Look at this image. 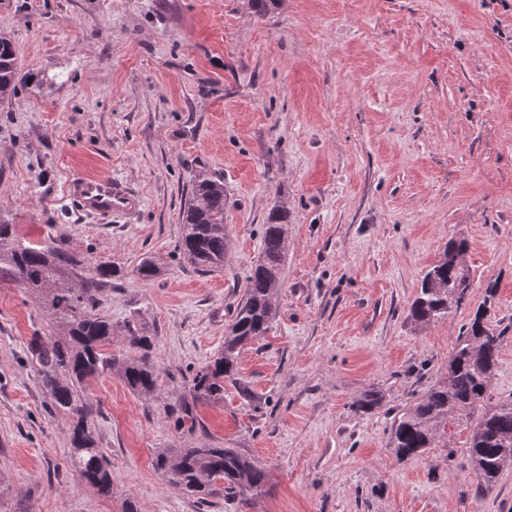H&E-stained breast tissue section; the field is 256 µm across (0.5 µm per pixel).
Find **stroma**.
I'll return each mask as SVG.
<instances>
[{
  "instance_id": "stroma-1",
  "label": "stroma",
  "mask_w": 512,
  "mask_h": 512,
  "mask_svg": "<svg viewBox=\"0 0 512 512\" xmlns=\"http://www.w3.org/2000/svg\"><path fill=\"white\" fill-rule=\"evenodd\" d=\"M22 80L0 101V223L100 264L123 349L155 338L151 398L116 373L80 392L112 495L69 462L71 421L49 414L27 357L63 330L0 273V512H512V465L495 486L468 468L466 427L402 462L391 423L445 374L461 327L497 285L512 325V0H0ZM223 178L230 252L196 270L176 250L196 172ZM109 174L142 199L106 222L79 214L72 176ZM288 209L277 316L239 360L247 386L196 405L194 431L165 408L224 348L269 209ZM469 243L464 305L425 327L409 307L450 240ZM151 256L150 281L134 270ZM380 391L379 408L351 403ZM232 448L266 473L251 508L201 500L154 466L163 448Z\"/></svg>"
}]
</instances>
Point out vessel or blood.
<instances>
[{"label":"vessel or blood","instance_id":"vessel-or-blood-1","mask_svg":"<svg viewBox=\"0 0 512 512\" xmlns=\"http://www.w3.org/2000/svg\"><path fill=\"white\" fill-rule=\"evenodd\" d=\"M67 193L81 214L98 219L120 216L140 206L137 194L108 175L72 178Z\"/></svg>","mask_w":512,"mask_h":512}]
</instances>
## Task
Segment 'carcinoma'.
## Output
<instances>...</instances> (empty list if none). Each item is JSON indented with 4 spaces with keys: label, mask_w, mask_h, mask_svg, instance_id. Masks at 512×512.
Listing matches in <instances>:
<instances>
[{
    "label": "carcinoma",
    "mask_w": 512,
    "mask_h": 512,
    "mask_svg": "<svg viewBox=\"0 0 512 512\" xmlns=\"http://www.w3.org/2000/svg\"><path fill=\"white\" fill-rule=\"evenodd\" d=\"M19 83L12 41L0 35V99L13 96ZM225 204L224 180L196 174L183 207L177 251L201 272L224 267L230 242L224 224ZM467 249L464 239L449 241L442 258L424 274L408 314L415 325L424 327L460 308L471 288L463 265ZM287 252L288 212L274 206L262 225V259L246 276L243 298L224 337V351L192 375L190 397L167 408L175 425L193 429L197 402L223 398L226 383L247 393L238 378L241 350L271 328ZM78 266V259L50 244L23 242L16 225L0 224V271H9L65 330L64 335L48 342L35 334L27 344L48 397V411L70 416V465L82 482L107 498L112 496L111 462L97 445L90 413L78 404V393L88 379L116 370L130 391L151 397L159 388L160 371L151 355L154 337L143 328L127 327L124 353L107 352L114 327L99 312L98 290L116 270L100 264L80 287L59 286L68 271ZM496 291V284H487L484 301L462 325L444 379L395 416L391 424V448L401 461L438 447L448 439V425H465L469 428L468 465L479 485L486 487L495 484L503 467L512 463V399L490 409L484 406L506 332L492 320ZM381 400L378 391L369 390L352 402L351 409L368 413L379 407ZM155 467L171 483L202 497L215 491V480L224 482L226 499L241 503L259 496L265 485L264 472L231 448L165 449L156 455Z\"/></svg>",
    "instance_id": "cac0c4a2"
}]
</instances>
